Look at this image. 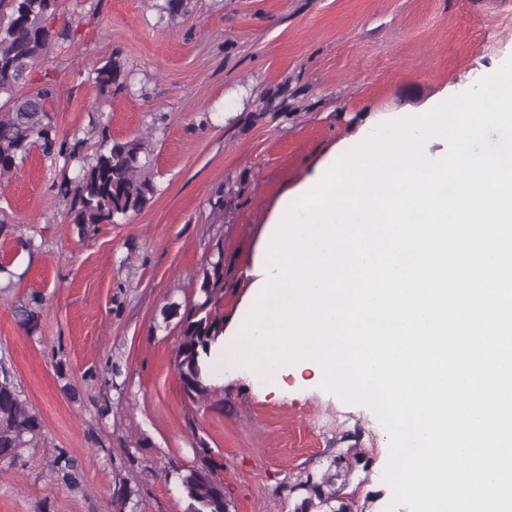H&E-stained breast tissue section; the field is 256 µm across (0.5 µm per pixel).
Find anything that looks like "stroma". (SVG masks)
I'll return each instance as SVG.
<instances>
[{"instance_id": "35a3bbf8", "label": "stroma", "mask_w": 512, "mask_h": 512, "mask_svg": "<svg viewBox=\"0 0 512 512\" xmlns=\"http://www.w3.org/2000/svg\"><path fill=\"white\" fill-rule=\"evenodd\" d=\"M60 0L55 44L32 74L51 83L67 142L107 127L151 143L158 191L122 224L71 223L66 164L32 150L0 179V363L43 420L37 447L0 462V512H190L175 469L224 468L228 512H294L306 476L329 475L344 512H409L386 480L387 430L367 404L311 370L258 383L213 361L207 399L173 365L186 307L215 244L224 248L225 344L244 315L251 267L286 187L377 114L424 112L512 57V0ZM125 92L99 96L90 70L111 54ZM285 91L288 112L255 119ZM245 189L223 223L211 202ZM37 309L21 325L17 311ZM70 458L75 481L57 472Z\"/></svg>"}]
</instances>
